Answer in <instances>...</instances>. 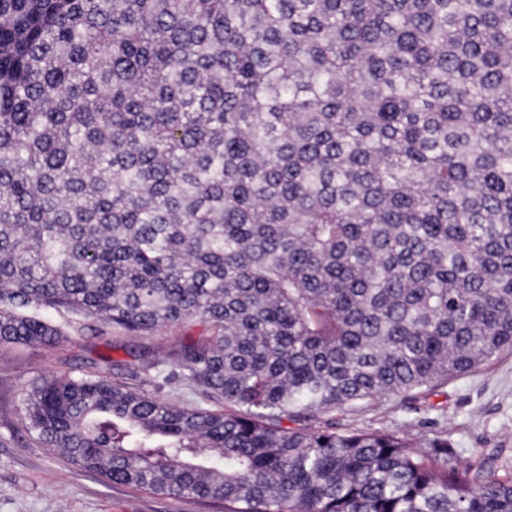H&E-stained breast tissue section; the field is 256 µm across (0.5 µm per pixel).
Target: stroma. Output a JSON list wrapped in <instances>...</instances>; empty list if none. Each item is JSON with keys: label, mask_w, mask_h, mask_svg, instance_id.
Segmentation results:
<instances>
[{"label": "stroma", "mask_w": 512, "mask_h": 512, "mask_svg": "<svg viewBox=\"0 0 512 512\" xmlns=\"http://www.w3.org/2000/svg\"><path fill=\"white\" fill-rule=\"evenodd\" d=\"M200 325H175L148 337L117 328L84 330L72 343L55 347L0 345V512H215L205 504L136 493L104 484L96 474L70 465L54 452L35 447L19 424L21 389L49 371L78 370L99 354L127 360L142 346L168 349L178 337L201 334ZM420 413L397 401L376 407L334 411L343 428L405 430L415 435L447 428L462 452L512 448V356L449 381Z\"/></svg>", "instance_id": "1"}]
</instances>
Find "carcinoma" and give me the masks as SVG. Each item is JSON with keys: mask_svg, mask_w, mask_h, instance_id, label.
Listing matches in <instances>:
<instances>
[{"mask_svg": "<svg viewBox=\"0 0 512 512\" xmlns=\"http://www.w3.org/2000/svg\"><path fill=\"white\" fill-rule=\"evenodd\" d=\"M189 322L22 427L222 512H512L499 452L321 421L512 354V0H0V344Z\"/></svg>", "mask_w": 512, "mask_h": 512, "instance_id": "obj_1", "label": "carcinoma"}]
</instances>
